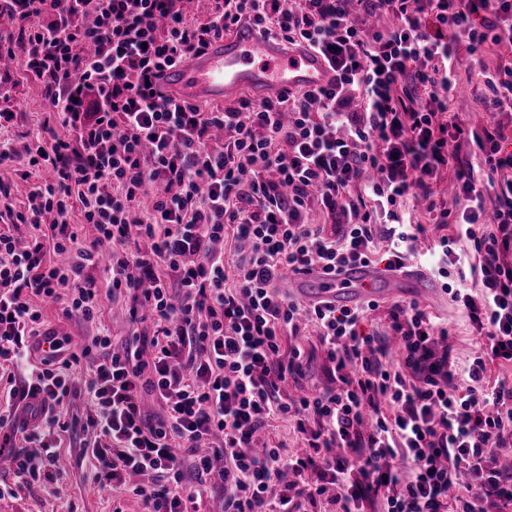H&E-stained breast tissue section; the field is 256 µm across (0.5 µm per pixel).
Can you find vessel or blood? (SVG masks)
<instances>
[{
	"instance_id": "vessel-or-blood-1",
	"label": "vessel or blood",
	"mask_w": 512,
	"mask_h": 512,
	"mask_svg": "<svg viewBox=\"0 0 512 512\" xmlns=\"http://www.w3.org/2000/svg\"><path fill=\"white\" fill-rule=\"evenodd\" d=\"M330 78L331 72L321 56L266 40L245 22L232 35L213 38L205 52L165 70L160 81L187 101L225 102L244 89L263 98L322 86ZM281 284L307 302L348 307L392 293H403L418 301L439 293L434 280L422 270L410 269L396 275L371 264L349 266L333 275L318 268L289 272Z\"/></svg>"
}]
</instances>
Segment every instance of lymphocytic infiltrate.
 I'll use <instances>...</instances> for the list:
<instances>
[{
	"mask_svg": "<svg viewBox=\"0 0 512 512\" xmlns=\"http://www.w3.org/2000/svg\"><path fill=\"white\" fill-rule=\"evenodd\" d=\"M206 2L193 21L185 0H0V59L61 120L29 136L16 176L50 178L26 208L0 184V222L32 228L0 231V455L31 489L61 477L47 436L68 433L142 512H190L209 484L224 512H512V381L494 374L512 365V134L450 108L462 55L512 47V0ZM244 20L322 55L330 84L221 108L160 87ZM379 261L444 280L478 351L457 358L414 301L305 305L276 287ZM38 298L84 321L121 303L130 333L74 345L42 330ZM377 310L384 328L367 327ZM317 358L331 385L303 391ZM79 398L88 411L67 413ZM279 420L299 450L258 447Z\"/></svg>",
	"mask_w": 512,
	"mask_h": 512,
	"instance_id": "lymphocytic-infiltrate-1",
	"label": "lymphocytic infiltrate"
}]
</instances>
